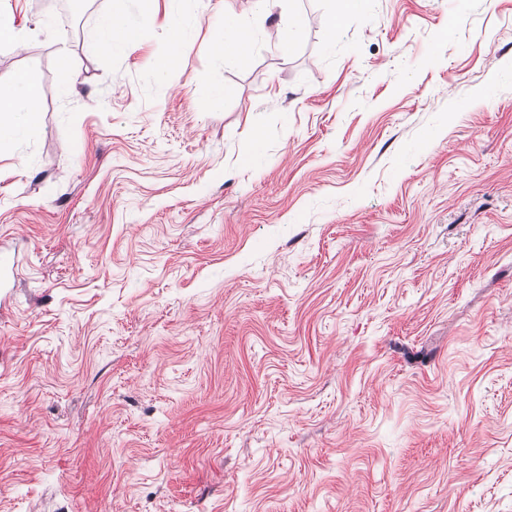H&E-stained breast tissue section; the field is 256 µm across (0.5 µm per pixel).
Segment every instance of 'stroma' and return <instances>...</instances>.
Instances as JSON below:
<instances>
[{
    "instance_id": "obj_1",
    "label": "stroma",
    "mask_w": 512,
    "mask_h": 512,
    "mask_svg": "<svg viewBox=\"0 0 512 512\" xmlns=\"http://www.w3.org/2000/svg\"><path fill=\"white\" fill-rule=\"evenodd\" d=\"M289 8L0 0V512H512V0ZM186 0H168V24L174 32L176 43L189 36L200 23L198 14L185 7ZM146 17L141 14H130L127 11L120 15H110L101 20L95 30L88 34L87 41L97 50L109 53L125 51L130 35L138 30ZM261 35L254 28L241 27L225 19L224 37L216 42L213 53L219 60L231 57L238 62H243ZM42 89L31 73H20L0 88V153L34 128Z\"/></svg>"
}]
</instances>
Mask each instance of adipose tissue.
Segmentation results:
<instances>
[{"mask_svg":"<svg viewBox=\"0 0 512 512\" xmlns=\"http://www.w3.org/2000/svg\"><path fill=\"white\" fill-rule=\"evenodd\" d=\"M143 14L127 12L110 15L89 33L88 42L95 49L109 53L125 51L132 33L144 23ZM284 28L273 33H260L253 28L225 23L224 35L216 42L213 53L217 59L227 57L245 60L259 40H282ZM42 89L30 73H21L0 88V153L9 151L13 142L30 133L34 127Z\"/></svg>","mask_w":512,"mask_h":512,"instance_id":"obj_1","label":"adipose tissue"}]
</instances>
